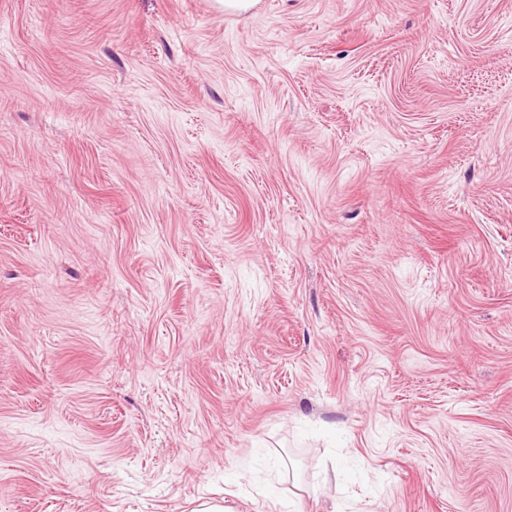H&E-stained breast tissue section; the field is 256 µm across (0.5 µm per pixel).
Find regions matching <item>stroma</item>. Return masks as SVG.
Instances as JSON below:
<instances>
[{
	"instance_id": "35a3bbf8",
	"label": "stroma",
	"mask_w": 512,
	"mask_h": 512,
	"mask_svg": "<svg viewBox=\"0 0 512 512\" xmlns=\"http://www.w3.org/2000/svg\"><path fill=\"white\" fill-rule=\"evenodd\" d=\"M512 512V0H0V512Z\"/></svg>"
}]
</instances>
